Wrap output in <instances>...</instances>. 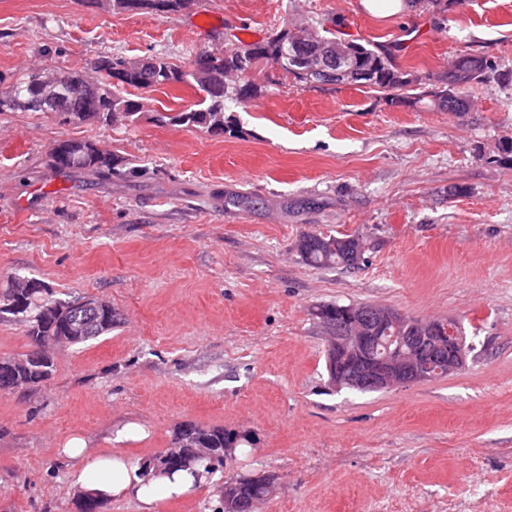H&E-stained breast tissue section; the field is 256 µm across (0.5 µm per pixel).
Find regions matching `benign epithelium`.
<instances>
[{"instance_id":"benign-epithelium-1","label":"benign epithelium","mask_w":512,"mask_h":512,"mask_svg":"<svg viewBox=\"0 0 512 512\" xmlns=\"http://www.w3.org/2000/svg\"><path fill=\"white\" fill-rule=\"evenodd\" d=\"M336 248L344 249L354 265L362 260L357 238L338 242ZM342 311L334 320L322 318L329 379L338 388L382 391L446 376L465 364L464 336L452 319L425 323L413 335L399 336L410 320L396 310L357 304Z\"/></svg>"}]
</instances>
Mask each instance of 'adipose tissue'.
I'll return each instance as SVG.
<instances>
[{
  "mask_svg": "<svg viewBox=\"0 0 512 512\" xmlns=\"http://www.w3.org/2000/svg\"><path fill=\"white\" fill-rule=\"evenodd\" d=\"M61 453L78 463L71 476L74 491L103 500L132 498L139 503L140 512H156L159 501L187 496L204 480V471L199 467L173 473H148L117 451L90 458L85 454L84 443L78 439L62 448Z\"/></svg>",
  "mask_w": 512,
  "mask_h": 512,
  "instance_id": "adipose-tissue-1",
  "label": "adipose tissue"
}]
</instances>
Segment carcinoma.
Wrapping results in <instances>:
<instances>
[{"label":"carcinoma","instance_id":"carcinoma-1","mask_svg":"<svg viewBox=\"0 0 512 512\" xmlns=\"http://www.w3.org/2000/svg\"><path fill=\"white\" fill-rule=\"evenodd\" d=\"M191 6V0H110L108 7L117 12L149 10L155 14H175ZM310 29V44L302 51L288 47L282 51V38L287 29L273 33L267 38L249 44H232L224 52L212 56V63L198 67L193 63L177 65L164 56L151 57L147 69L137 67V60L112 55L100 57L93 62L91 71L96 73L87 79L83 70H61L66 81L58 85L57 94L61 107L49 108L63 123L94 121L105 125L134 122L143 105L140 101L123 95L125 87L138 89L158 88L164 85L183 84L199 94L200 100L194 106L167 116L172 125H190L204 129L212 134H222L232 127L233 119L225 112V101L236 99L242 102L255 97L258 87L245 80L248 74L264 64L277 65L284 74L306 83H321L323 79L314 71L300 64V55L311 58L312 66L319 67L328 48L338 41L336 30L326 27L322 21L307 25ZM340 76L332 79L334 83H348L364 86L370 90L387 92L390 95L411 87L413 80L403 71L393 66L390 60L382 56L371 44L352 43L349 58L334 66ZM497 72L494 61L485 56L470 53L460 54L448 62V72L441 78V86L423 91L413 97V102L429 101V105L448 112H465L470 107L469 91L474 84L485 80L489 74ZM53 74L15 73L6 76L0 73V84L10 82V89L0 95V112H41L43 108L35 104L37 79ZM52 160L59 170H92L97 173H112L115 160L107 151L97 145L75 139L57 142L52 148ZM297 252L307 264L324 267L348 268L342 254L334 250L321 248L307 242L302 235L296 244ZM77 302L60 301L54 298L51 289L37 292L20 303L17 310H0L1 319H14L26 325V335L30 339L28 352L17 357L0 359L2 363L17 365V371L9 377L3 388L18 385L35 386L48 379L53 362L42 364L28 362L34 355L35 347L48 336L60 335L63 328L71 322L84 325L81 335L74 338L73 344H84L112 331L114 319L105 312H99L94 319H85L82 311L75 308ZM192 433L202 435L201 445L210 449L211 456L198 460H174L175 450L180 440ZM250 443L244 435L226 431L222 428H184L176 429L171 446L164 449L151 462L142 464L145 470L169 467H186L200 462L208 475L224 466V449ZM263 486L246 475H238L224 481V506L222 512H240L239 507L251 500L265 499Z\"/></svg>","mask_w":512,"mask_h":512}]
</instances>
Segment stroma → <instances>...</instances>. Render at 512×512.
<instances>
[{"instance_id": "stroma-1", "label": "stroma", "mask_w": 512, "mask_h": 512, "mask_svg": "<svg viewBox=\"0 0 512 512\" xmlns=\"http://www.w3.org/2000/svg\"><path fill=\"white\" fill-rule=\"evenodd\" d=\"M340 20L419 90L470 52L512 72V0H421L380 16L361 0H195L169 15L92 0H0V72L89 69L101 56L186 64L250 28ZM209 33L195 32L197 23ZM231 102L233 131L161 122L190 108L176 84L129 126L0 112V290L25 277L65 301L111 303L112 331L54 353L46 382L0 392V512H80L60 450L154 459L179 425L252 443L157 512H215L225 480L267 475L257 512H512V84L471 90L470 112L395 103L349 84L306 85L276 66ZM86 140L115 174L61 171L53 145ZM359 237L356 269L315 268L303 233ZM457 320L461 370L378 392L326 369L328 304Z\"/></svg>"}]
</instances>
